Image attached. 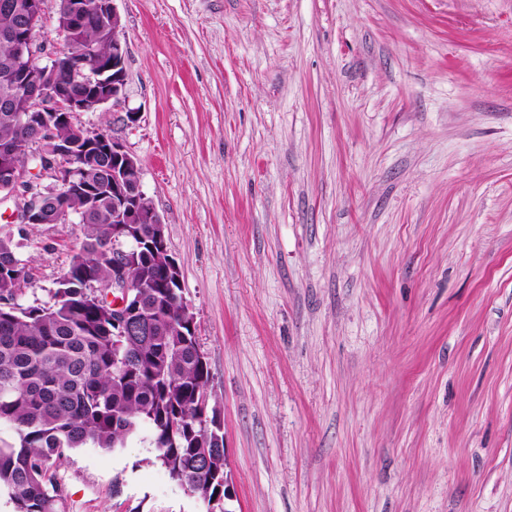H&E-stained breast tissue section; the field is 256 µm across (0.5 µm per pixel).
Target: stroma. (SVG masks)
<instances>
[{"instance_id": "stroma-1", "label": "stroma", "mask_w": 512, "mask_h": 512, "mask_svg": "<svg viewBox=\"0 0 512 512\" xmlns=\"http://www.w3.org/2000/svg\"><path fill=\"white\" fill-rule=\"evenodd\" d=\"M233 512H512V0H117ZM138 115L135 123L126 112ZM49 299L77 220L11 224ZM145 435L64 512H221Z\"/></svg>"}]
</instances>
